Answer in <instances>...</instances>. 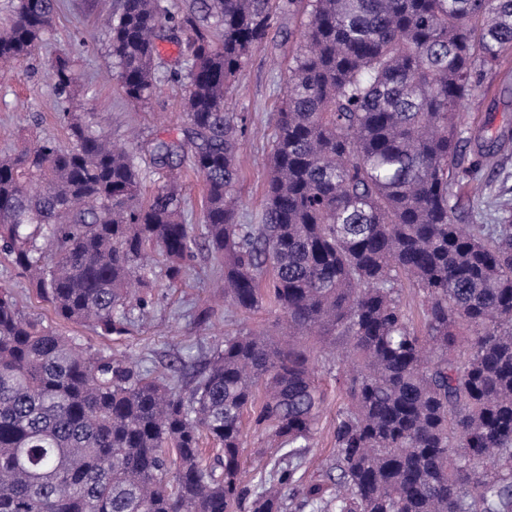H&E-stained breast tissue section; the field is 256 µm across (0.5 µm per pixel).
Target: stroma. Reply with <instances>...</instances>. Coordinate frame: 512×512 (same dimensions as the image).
Listing matches in <instances>:
<instances>
[{"label":"stroma","instance_id":"stroma-1","mask_svg":"<svg viewBox=\"0 0 512 512\" xmlns=\"http://www.w3.org/2000/svg\"><path fill=\"white\" fill-rule=\"evenodd\" d=\"M118 5V0H61L41 49L13 71L0 75V154L13 152L34 137L67 143L64 112H93L103 119L112 142H127L131 131H139L138 141L132 144L139 160L143 194L148 197L162 182L151 164L152 146L180 136L185 126V91L170 81L166 71L178 60L179 50L172 43H160L165 67L158 72L157 88L147 104L125 99L108 55L109 34L100 23L101 16L115 12ZM287 29V19L276 22L271 41L252 53L228 93V111L243 114L248 126L240 145L237 182L239 215L245 224L257 223L262 207L269 142L287 77L288 55L294 48L293 42L283 38ZM61 51L70 56L75 70L77 94L71 101L58 96L44 78L47 65ZM484 82L491 90L467 101L463 109L466 127L475 131L488 123L496 129L512 128V56L488 73ZM155 280L151 304L144 312L133 313L126 332L105 334L57 319L50 305L30 288L25 275L0 253V287L11 289L24 315L78 337L84 346L151 369L157 375L169 374L180 357L191 354L205 359L225 334L275 328L278 314L273 309L263 307L242 313L225 301L220 290L222 273L207 250L197 251L181 282L170 284L161 273ZM335 423V410H328L303 466L305 481L320 480L332 461Z\"/></svg>","mask_w":512,"mask_h":512}]
</instances>
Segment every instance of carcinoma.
<instances>
[{
    "label": "carcinoma",
    "mask_w": 512,
    "mask_h": 512,
    "mask_svg": "<svg viewBox=\"0 0 512 512\" xmlns=\"http://www.w3.org/2000/svg\"><path fill=\"white\" fill-rule=\"evenodd\" d=\"M56 0H10L0 67L41 48ZM304 16L276 113L258 224L239 221L247 127L226 96L275 20ZM109 54L131 102L153 96L158 44L186 65L183 139L146 201L126 146L67 112L69 148L40 139L0 157V252L69 322L121 335L151 302L162 258L182 280L204 244L224 297L265 300L276 336H224L186 385L163 382L23 315L0 287V512H512V202L466 224L463 189L512 134L466 135L463 102L512 55V0H120ZM71 95V60L48 71ZM202 177V240L174 160ZM417 287L424 329L402 302ZM347 403L328 484H303L327 395ZM268 448L246 477L243 417ZM207 436L220 447L201 455Z\"/></svg>",
    "instance_id": "carcinoma-1"
}]
</instances>
